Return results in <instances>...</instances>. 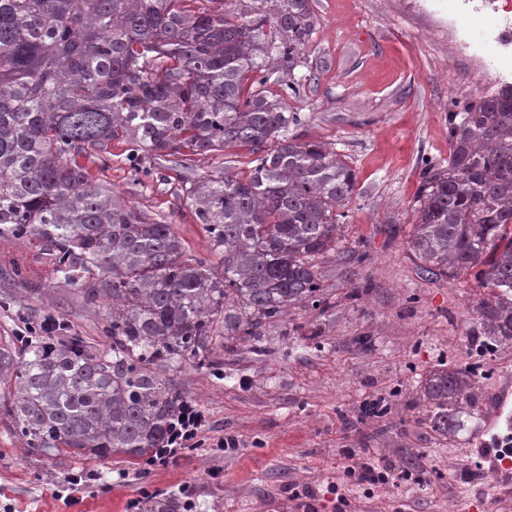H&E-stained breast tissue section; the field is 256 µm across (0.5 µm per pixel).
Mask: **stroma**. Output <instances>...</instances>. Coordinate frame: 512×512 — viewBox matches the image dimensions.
<instances>
[{
    "label": "stroma",
    "instance_id": "35a3bbf8",
    "mask_svg": "<svg viewBox=\"0 0 512 512\" xmlns=\"http://www.w3.org/2000/svg\"><path fill=\"white\" fill-rule=\"evenodd\" d=\"M311 8L316 27L294 71L306 92L288 107L299 112L302 134L331 144L355 170L342 237L365 261L348 266L327 254L319 264L326 307L293 310L267 327L262 353L249 339L216 345L223 378L188 363L163 367L167 383L206 413L210 435L238 436L230 456L198 449L146 478L121 456L49 457L14 432L0 402V512H126L144 487L187 494L193 512H302L303 489L345 483L342 448L416 464L414 481L353 488L348 512H468L512 485V461L477 455L505 434L503 418L446 436L422 421V381L438 365H467L482 346L476 308L493 296L468 276L420 278L407 244L421 169L448 163V112L470 97L467 66L430 40L428 17L400 11L395 0H311ZM125 150L113 144L109 164L91 162L89 171L171 225L185 259L223 272L206 225L181 207L178 183L134 184ZM252 159L250 147L229 146L198 157L188 176L245 177ZM106 316L105 304L61 286L51 254L24 238H0V345L25 322L59 318L106 353ZM375 397L387 398L390 415L363 418L362 404ZM477 466L488 475L479 496L463 479ZM72 472L83 473L79 486L66 484Z\"/></svg>",
    "mask_w": 512,
    "mask_h": 512
}]
</instances>
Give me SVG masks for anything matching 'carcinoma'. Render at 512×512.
Wrapping results in <instances>:
<instances>
[{
	"label": "carcinoma",
	"instance_id": "obj_1",
	"mask_svg": "<svg viewBox=\"0 0 512 512\" xmlns=\"http://www.w3.org/2000/svg\"><path fill=\"white\" fill-rule=\"evenodd\" d=\"M0 0V238L51 252L57 279L108 301L112 355L78 337L0 348V382L28 447L88 460L146 461L184 399L157 368L210 372L224 341L259 340L290 310L323 299L317 260L338 246L356 173L333 148L288 135L305 85L294 71L315 20L309 0ZM127 146L134 182L172 157L182 169L228 145L252 147L250 174L180 181L224 273L183 259L171 225L136 211L77 157ZM448 166L420 173L409 250L419 275H469L493 289L483 336L512 341V89L448 113ZM476 375L438 368L422 384L426 423L446 435L479 417ZM148 512H178L156 497Z\"/></svg>",
	"mask_w": 512,
	"mask_h": 512
}]
</instances>
